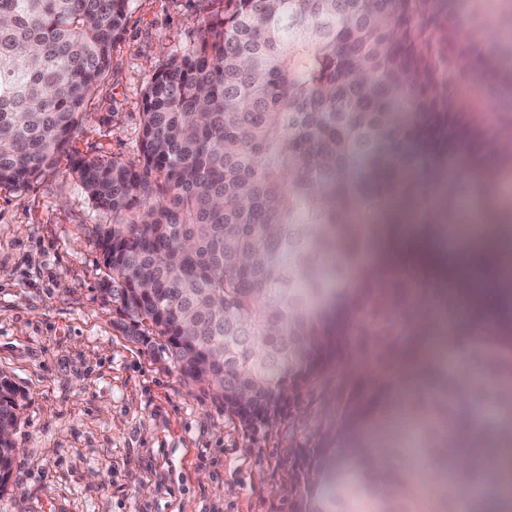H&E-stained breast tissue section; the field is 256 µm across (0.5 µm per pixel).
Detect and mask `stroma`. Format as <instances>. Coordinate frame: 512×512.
Segmentation results:
<instances>
[{"instance_id": "obj_1", "label": "stroma", "mask_w": 512, "mask_h": 512, "mask_svg": "<svg viewBox=\"0 0 512 512\" xmlns=\"http://www.w3.org/2000/svg\"><path fill=\"white\" fill-rule=\"evenodd\" d=\"M222 0H131L73 147L138 163L143 98L195 49ZM96 209L60 162L0 187V374L19 389V453L0 512H301L355 402L380 377L355 327L276 425H251L113 325L97 290Z\"/></svg>"}]
</instances>
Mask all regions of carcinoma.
Returning a JSON list of instances; mask_svg holds the SVG:
<instances>
[{
    "instance_id": "carcinoma-1",
    "label": "carcinoma",
    "mask_w": 512,
    "mask_h": 512,
    "mask_svg": "<svg viewBox=\"0 0 512 512\" xmlns=\"http://www.w3.org/2000/svg\"><path fill=\"white\" fill-rule=\"evenodd\" d=\"M129 0H0V186L24 188L65 158L112 223L94 229L100 293L115 327L158 351L228 412L244 390L276 412L313 374V357L370 319L375 346L413 332L403 302L432 277L404 262L394 287L361 273L363 230L389 224L400 190L416 208L430 195L412 180L469 149L493 178L505 223L449 256L480 255L448 303L495 300L465 328L497 326L512 309V117L497 128L459 96L460 69L512 93V0H224L201 46L172 60L144 95L139 164L72 155L90 94L124 31ZM473 194L466 179L444 200ZM400 414L376 397L352 410L346 449L329 453L324 491L303 512H512V327L498 345L469 348L457 368L428 369L405 387L390 368ZM13 382L0 377V427L17 421ZM476 424L503 448L477 462L451 427ZM434 470L403 480L421 459ZM13 443L0 442V490ZM459 471L468 493L448 491Z\"/></svg>"
}]
</instances>
